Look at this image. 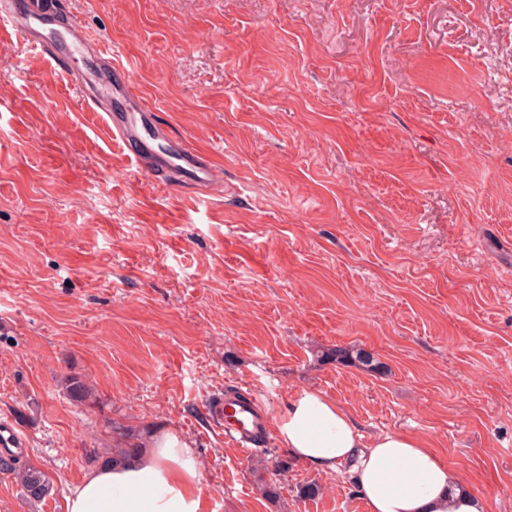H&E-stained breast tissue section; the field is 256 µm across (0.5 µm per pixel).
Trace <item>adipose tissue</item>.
<instances>
[{
  "instance_id": "adipose-tissue-1",
  "label": "adipose tissue",
  "mask_w": 512,
  "mask_h": 512,
  "mask_svg": "<svg viewBox=\"0 0 512 512\" xmlns=\"http://www.w3.org/2000/svg\"><path fill=\"white\" fill-rule=\"evenodd\" d=\"M276 434L288 453L314 468H345L368 512H487L485 499L419 439L392 433L365 439L350 414L322 392L292 399ZM201 510L197 463L188 444L170 432L129 460L89 470L64 506V512Z\"/></svg>"
}]
</instances>
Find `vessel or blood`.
Instances as JSON below:
<instances>
[{
	"label": "vessel or blood",
	"instance_id": "1",
	"mask_svg": "<svg viewBox=\"0 0 512 512\" xmlns=\"http://www.w3.org/2000/svg\"><path fill=\"white\" fill-rule=\"evenodd\" d=\"M59 13L56 0H10L8 6L0 7V31L48 56L63 77L80 80L84 97L104 113L113 139L137 171L159 173L201 190L211 187L218 177L211 153L177 141L171 151L155 150L152 142L160 127L153 106L132 92L111 47L93 39L77 23L59 26ZM204 410L225 438L243 450L265 429L264 416L251 400L212 398ZM25 444L15 421L0 417V446L21 448Z\"/></svg>",
	"mask_w": 512,
	"mask_h": 512
}]
</instances>
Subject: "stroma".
<instances>
[{
  "label": "stroma",
  "mask_w": 512,
  "mask_h": 512,
  "mask_svg": "<svg viewBox=\"0 0 512 512\" xmlns=\"http://www.w3.org/2000/svg\"><path fill=\"white\" fill-rule=\"evenodd\" d=\"M62 2L219 181L137 172L46 56L0 42V415L50 482L33 501L0 473V512H64L163 432L204 512H367L278 439H225L204 404L233 386L272 424L323 392L512 512V0ZM336 346L382 367L320 363ZM261 458L289 463L277 499Z\"/></svg>",
  "instance_id": "1"
}]
</instances>
